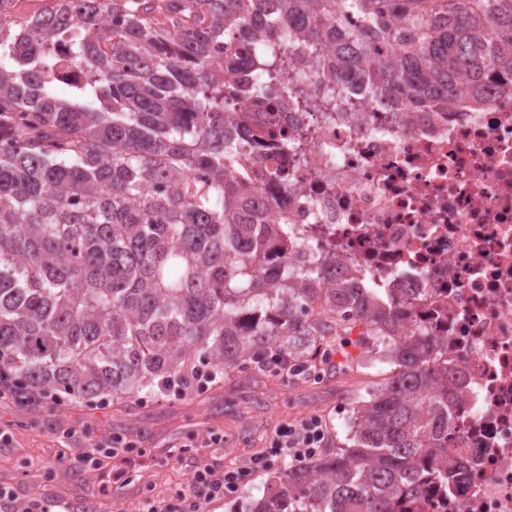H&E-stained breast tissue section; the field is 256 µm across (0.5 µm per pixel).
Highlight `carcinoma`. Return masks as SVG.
I'll list each match as a JSON object with an SVG mask.
<instances>
[{"instance_id": "obj_1", "label": "carcinoma", "mask_w": 512, "mask_h": 512, "mask_svg": "<svg viewBox=\"0 0 512 512\" xmlns=\"http://www.w3.org/2000/svg\"><path fill=\"white\" fill-rule=\"evenodd\" d=\"M344 11L363 27L336 83L359 72L430 105L512 74V0H80L12 37L0 14V378L16 397L191 391L198 359L218 382L280 352L312 366L356 322L393 366L353 401V447L284 468L248 512H409L467 469L448 455L459 369L401 330L392 299L321 287L326 260L272 267L288 225L242 210L249 133L225 127L224 62L249 77L251 21L315 52ZM394 20L399 54L360 70Z\"/></svg>"}]
</instances>
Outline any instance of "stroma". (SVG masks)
Returning <instances> with one entry per match:
<instances>
[{
    "label": "stroma",
    "mask_w": 512,
    "mask_h": 512,
    "mask_svg": "<svg viewBox=\"0 0 512 512\" xmlns=\"http://www.w3.org/2000/svg\"><path fill=\"white\" fill-rule=\"evenodd\" d=\"M337 345L339 354L323 361L314 378L253 368L183 395L142 393L128 409L108 399L88 408L0 398V486L69 512H142L145 499L163 501L185 486L196 465L221 470L245 463L278 428L301 418L321 417L332 446H339L350 433L349 402L367 397L391 367L367 337L343 336ZM85 428L107 441L126 439L129 447L116 456L100 453L95 466L77 464L74 434ZM210 433L218 442L207 441Z\"/></svg>",
    "instance_id": "1"
}]
</instances>
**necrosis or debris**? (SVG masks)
<instances>
[{
    "label": "necrosis or debris",
    "instance_id": "1",
    "mask_svg": "<svg viewBox=\"0 0 512 512\" xmlns=\"http://www.w3.org/2000/svg\"><path fill=\"white\" fill-rule=\"evenodd\" d=\"M242 50L290 62L262 101L231 106L288 135L248 169L253 212L291 229L288 263L327 257L360 287L396 289L413 328L447 342L434 358L463 370L448 446L468 470L451 489L424 485L412 512H512V78L418 109L356 75L328 81L331 44L319 69L267 28Z\"/></svg>",
    "mask_w": 512,
    "mask_h": 512
}]
</instances>
